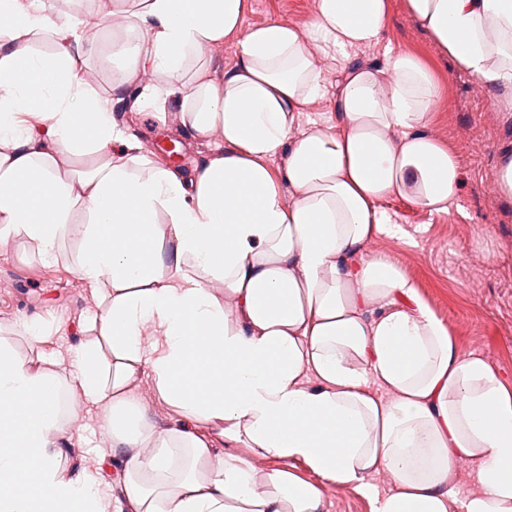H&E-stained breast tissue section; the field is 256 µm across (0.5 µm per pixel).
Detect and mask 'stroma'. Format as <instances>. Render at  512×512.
Returning <instances> with one entry per match:
<instances>
[{"instance_id": "35a3bbf8", "label": "stroma", "mask_w": 512, "mask_h": 512, "mask_svg": "<svg viewBox=\"0 0 512 512\" xmlns=\"http://www.w3.org/2000/svg\"><path fill=\"white\" fill-rule=\"evenodd\" d=\"M250 4L246 25L275 19L302 29L317 0H250ZM389 4L390 21L380 42L355 51V59L380 67L389 49L413 55L428 67L438 88L428 130L456 154L461 183L458 206L447 213L432 214L401 198L386 201L400 232L373 238L367 251L389 258L416 284L462 353L482 356L512 385V200L499 198L492 183L499 150L512 147V114L499 105L506 91L486 87L455 68L417 27L406 0H389ZM131 116L136 119L135 139L141 153L187 176L221 139L216 131L205 139L187 140L173 152L162 143L173 124L156 123L140 107L130 114L114 113L113 119L123 129ZM9 243L8 249L0 250V338L30 363L52 360L55 376L67 385L61 467L82 475L101 471L107 481H115L113 469L102 459L110 445L101 412L71 389L69 360L70 347L91 338L87 321L111 286L92 289L79 279L75 241H66L53 261L41 259L36 246L20 238L10 237ZM35 317L53 322L48 341L25 334L24 323ZM132 394L154 428L167 429L177 420V410L160 399L150 374L138 376ZM73 449L83 456L84 465L73 467L69 455Z\"/></svg>"}]
</instances>
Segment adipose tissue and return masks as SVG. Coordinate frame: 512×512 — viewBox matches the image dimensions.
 <instances>
[{"label": "adipose tissue", "instance_id": "1", "mask_svg": "<svg viewBox=\"0 0 512 512\" xmlns=\"http://www.w3.org/2000/svg\"><path fill=\"white\" fill-rule=\"evenodd\" d=\"M125 1L112 0L127 22L113 57L166 77L140 100L161 123L174 100L195 137L217 130L224 142L189 177L144 157L112 117L123 85L104 99L81 81L53 0H0L12 21L0 30V141L12 145L0 153V235L51 260L76 237L79 278L111 282L91 320L99 340L70 360L113 448L129 451L115 490L62 470L63 386L0 342V512H322L326 481L378 497L376 512H512V386L460 351L398 266L365 251L399 231L385 201L445 213L460 180L456 155L427 131L428 68L404 53L382 69L353 58L379 42L388 0H317L302 30L246 26L249 0ZM407 8L457 69L512 89V0ZM227 41L237 61L221 79L190 67ZM328 60L344 73L336 126L299 130ZM34 115L50 139L32 142ZM63 153L107 161L83 171L77 193L56 170ZM146 369L183 423L145 422L129 388ZM218 438L279 466L257 478L214 453ZM463 458L476 483L465 491ZM382 471L383 497L370 481Z\"/></svg>", "mask_w": 512, "mask_h": 512}]
</instances>
